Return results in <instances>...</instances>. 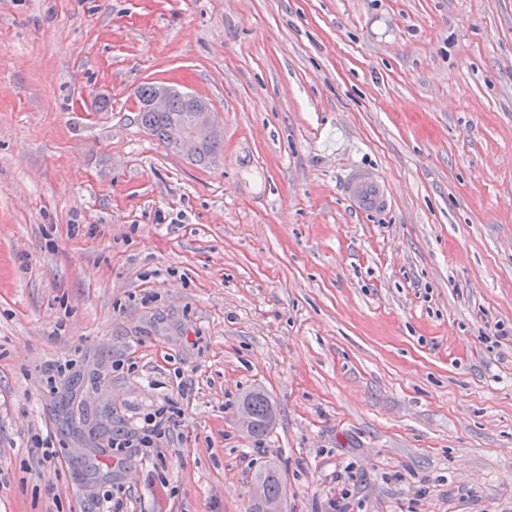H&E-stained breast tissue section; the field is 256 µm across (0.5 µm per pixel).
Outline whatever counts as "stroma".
Wrapping results in <instances>:
<instances>
[{
	"mask_svg": "<svg viewBox=\"0 0 512 512\" xmlns=\"http://www.w3.org/2000/svg\"><path fill=\"white\" fill-rule=\"evenodd\" d=\"M146 82L208 102L215 163ZM269 464L287 512H512V0H0V512H247ZM152 86L153 83H143L136 90V97L140 104L137 120L158 140L168 146L166 141L168 131V140L173 150L186 153L191 157L199 152L204 141L222 134L221 127L212 118L209 105L197 101L194 95L180 90L176 85L155 84L154 94L146 103L144 110L143 102L150 96ZM175 97H185L189 100L177 98L173 101L170 111L165 112ZM191 100L195 101L194 109L191 106ZM192 109L191 132L180 125H172L174 122L186 120ZM223 146L222 137L205 143L193 160L197 164L207 165L222 151ZM344 193L351 205L358 209L377 210L387 202L384 181L363 168L350 170L344 181ZM242 410L251 417L248 431L253 435H262L273 419V407L267 395L261 391H251L242 400ZM182 414L173 401L166 400L154 412L144 417L143 426L133 431L118 430L112 433L105 448L112 450V458L122 460L128 448H159L163 440L170 438L172 432L181 426Z\"/></svg>",
	"mask_w": 512,
	"mask_h": 512,
	"instance_id": "35a3bbf8",
	"label": "stroma"
}]
</instances>
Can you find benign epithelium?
<instances>
[{
  "label": "benign epithelium",
  "mask_w": 512,
  "mask_h": 512,
  "mask_svg": "<svg viewBox=\"0 0 512 512\" xmlns=\"http://www.w3.org/2000/svg\"><path fill=\"white\" fill-rule=\"evenodd\" d=\"M175 97H185L195 101L192 118V131L185 130L180 125H173L168 130V140L173 150L188 156L197 154L201 144L222 134L221 127L212 118L208 104L195 100V96L180 90L171 84L155 85L154 94L145 105L149 112H164Z\"/></svg>",
  "instance_id": "1"
}]
</instances>
